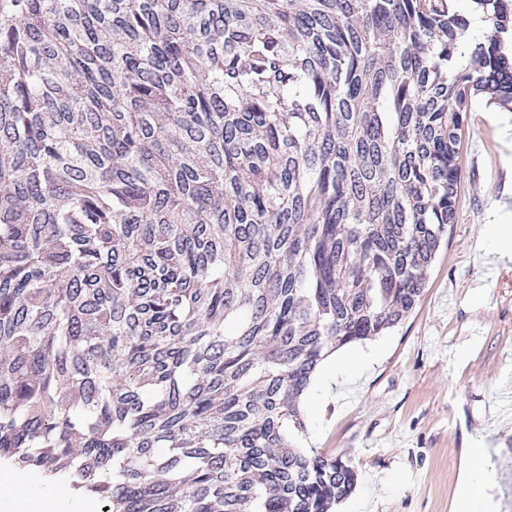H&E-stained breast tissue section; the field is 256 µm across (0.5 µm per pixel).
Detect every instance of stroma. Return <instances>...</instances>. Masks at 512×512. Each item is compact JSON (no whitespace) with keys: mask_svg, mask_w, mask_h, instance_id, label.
Returning <instances> with one entry per match:
<instances>
[{"mask_svg":"<svg viewBox=\"0 0 512 512\" xmlns=\"http://www.w3.org/2000/svg\"><path fill=\"white\" fill-rule=\"evenodd\" d=\"M512 112L474 104L462 148L458 221L426 273L413 312L373 340L341 349L330 398L301 397L296 447L352 460L353 493L338 512H452L465 448L490 442L499 512H512V264L479 244L512 222Z\"/></svg>","mask_w":512,"mask_h":512,"instance_id":"35a3bbf8","label":"stroma"}]
</instances>
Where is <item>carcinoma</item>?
<instances>
[{
	"label": "carcinoma",
	"instance_id": "carcinoma-1",
	"mask_svg": "<svg viewBox=\"0 0 512 512\" xmlns=\"http://www.w3.org/2000/svg\"><path fill=\"white\" fill-rule=\"evenodd\" d=\"M0 0V459L103 512H332L328 353L413 310L512 0Z\"/></svg>",
	"mask_w": 512,
	"mask_h": 512
}]
</instances>
